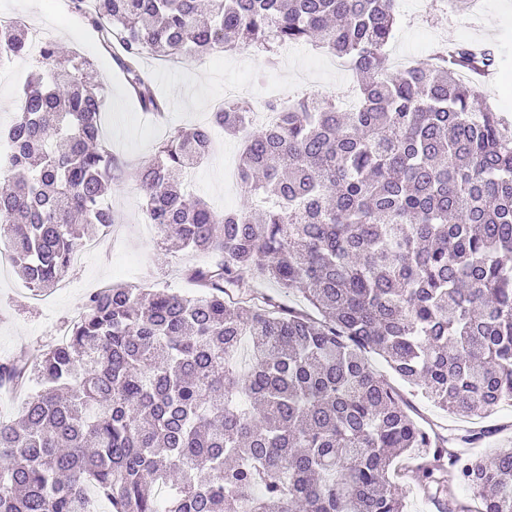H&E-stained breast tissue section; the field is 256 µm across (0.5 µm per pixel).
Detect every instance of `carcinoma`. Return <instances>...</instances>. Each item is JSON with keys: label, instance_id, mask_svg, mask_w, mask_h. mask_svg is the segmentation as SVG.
<instances>
[{"label": "carcinoma", "instance_id": "1", "mask_svg": "<svg viewBox=\"0 0 512 512\" xmlns=\"http://www.w3.org/2000/svg\"><path fill=\"white\" fill-rule=\"evenodd\" d=\"M70 2L142 112L167 109L144 59L242 44L273 65L287 46L324 49L358 102L272 103L278 117L242 139L235 210L184 191L207 126L160 143L137 171L145 220L160 244L216 261L185 268L198 295L99 289L65 343L0 363V382L28 393L0 420V512H91L94 498L110 512H405L391 468L417 448L413 479L443 512H512V446L456 449L503 428L429 432L366 358L462 422L512 406V119L461 79L496 55L453 42L392 67L395 0ZM29 45L25 23L0 21V61L41 68L0 128V253L42 293L116 223L103 201L124 161L93 62ZM211 121L236 135L251 112L228 101ZM454 481L470 504L442 500Z\"/></svg>", "mask_w": 512, "mask_h": 512}]
</instances>
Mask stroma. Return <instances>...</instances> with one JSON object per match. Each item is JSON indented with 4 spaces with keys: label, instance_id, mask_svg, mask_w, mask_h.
<instances>
[{
    "label": "stroma",
    "instance_id": "obj_1",
    "mask_svg": "<svg viewBox=\"0 0 512 512\" xmlns=\"http://www.w3.org/2000/svg\"><path fill=\"white\" fill-rule=\"evenodd\" d=\"M0 14L18 15L30 27L48 29L62 51L75 50L94 60L109 86L102 118L105 136L113 151L129 161L111 194L113 206L125 220L98 250L75 264L68 287L40 300L15 272L0 270V361L35 360L41 349L56 342L60 326L70 321L96 289L129 283L190 292L181 275L182 266L206 263L209 256L166 250L156 236L146 232L136 174L169 129L190 128L209 118L214 101L224 95L225 82L244 81L242 98L255 107L269 86L282 98L308 92L333 99L346 94L353 81L350 72L330 66L329 55L306 46L292 48L287 60L273 66L265 54L250 48L230 54L217 52L174 70L153 69L157 90L168 103L163 117L156 118L134 107L111 58L102 52L82 20L67 12L64 0H0ZM441 41H468L495 50V77L480 85L478 92L488 104L512 113V0H475L474 8L453 13L445 10L442 0H402L392 53L421 64L427 61L431 47ZM35 68L29 59L0 63V121L13 118L18 95ZM214 139L221 154L194 171L189 189L217 209H234L242 197L225 192L224 167L236 163L241 141L219 129Z\"/></svg>",
    "mask_w": 512,
    "mask_h": 512
}]
</instances>
